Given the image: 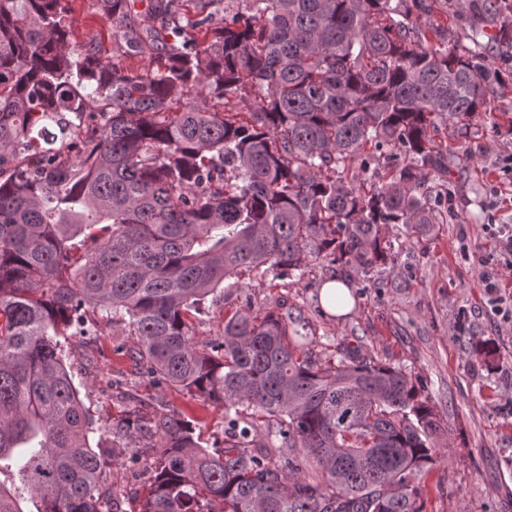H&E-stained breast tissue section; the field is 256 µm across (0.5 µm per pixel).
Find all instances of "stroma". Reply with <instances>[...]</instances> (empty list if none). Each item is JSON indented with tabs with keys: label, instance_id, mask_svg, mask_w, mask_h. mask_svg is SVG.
Wrapping results in <instances>:
<instances>
[{
	"label": "stroma",
	"instance_id": "1",
	"mask_svg": "<svg viewBox=\"0 0 512 512\" xmlns=\"http://www.w3.org/2000/svg\"><path fill=\"white\" fill-rule=\"evenodd\" d=\"M73 46L99 44L103 57L118 48L96 0H64ZM476 113L466 137L456 119L438 122L434 141L448 147L452 211L425 234L403 224L382 231L393 260L369 274L342 273L328 260L302 277H254L250 295L216 291L193 318L194 339L221 338L224 318L244 307L299 316L315 359L335 361L340 342L401 367L436 407L445 431L443 457L419 482L424 512H512V256L500 241L512 235V88ZM344 281L353 297L344 315L328 313L323 285ZM137 339L116 330L96 340L74 339L67 365L96 428L92 447L109 460L102 485L122 494L124 512H140L151 482L146 465L112 457V444L153 415L191 420L203 447L224 445V412L189 393L155 388L138 377L126 351Z\"/></svg>",
	"mask_w": 512,
	"mask_h": 512
}]
</instances>
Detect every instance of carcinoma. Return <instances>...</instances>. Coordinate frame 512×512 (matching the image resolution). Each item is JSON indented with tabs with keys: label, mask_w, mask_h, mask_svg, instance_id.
I'll return each instance as SVG.
<instances>
[{
	"label": "carcinoma",
	"mask_w": 512,
	"mask_h": 512,
	"mask_svg": "<svg viewBox=\"0 0 512 512\" xmlns=\"http://www.w3.org/2000/svg\"><path fill=\"white\" fill-rule=\"evenodd\" d=\"M239 2L97 0L122 49L104 60L70 47L63 0H0V512H123L64 345L116 326L140 375L224 410L222 448L156 415L152 453H112L152 459L141 512H423L443 426L401 368L342 344L321 365L306 324L250 306L199 347L191 317L247 272H368L387 264L383 227L440 223L430 127L491 111L512 15L468 0L469 44L450 45L428 0ZM149 50L155 67L124 65ZM368 145L397 162L337 180Z\"/></svg>",
	"instance_id": "obj_1"
}]
</instances>
